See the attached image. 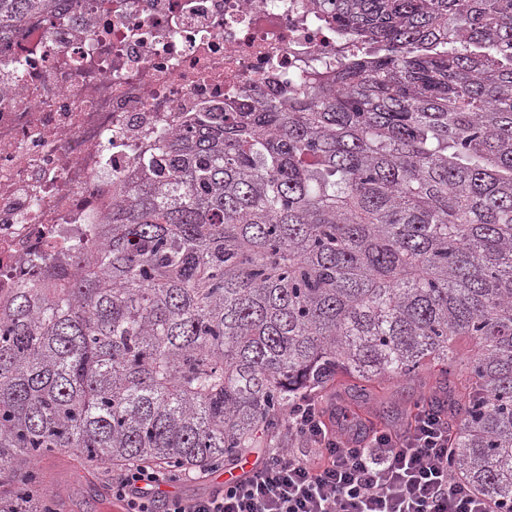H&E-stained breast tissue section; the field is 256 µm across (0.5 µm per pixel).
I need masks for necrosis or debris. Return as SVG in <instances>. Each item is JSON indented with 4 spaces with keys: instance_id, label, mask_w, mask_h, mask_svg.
<instances>
[{
    "instance_id": "necrosis-or-debris-1",
    "label": "necrosis or debris",
    "mask_w": 512,
    "mask_h": 512,
    "mask_svg": "<svg viewBox=\"0 0 512 512\" xmlns=\"http://www.w3.org/2000/svg\"><path fill=\"white\" fill-rule=\"evenodd\" d=\"M312 0H74L0 41V295L96 241L186 117L354 52Z\"/></svg>"
}]
</instances>
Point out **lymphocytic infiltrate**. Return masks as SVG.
Segmentation results:
<instances>
[{
    "label": "lymphocytic infiltrate",
    "instance_id": "1",
    "mask_svg": "<svg viewBox=\"0 0 512 512\" xmlns=\"http://www.w3.org/2000/svg\"><path fill=\"white\" fill-rule=\"evenodd\" d=\"M287 436L316 448V457L267 449L252 474L209 494L158 501L163 468L133 465L111 479L125 512H512L452 478L448 425L427 413L404 430L376 429L356 441L327 422V409L301 395L286 420Z\"/></svg>",
    "mask_w": 512,
    "mask_h": 512
}]
</instances>
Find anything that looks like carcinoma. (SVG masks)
I'll use <instances>...</instances> for the list:
<instances>
[{"label":"carcinoma","instance_id":"1","mask_svg":"<svg viewBox=\"0 0 512 512\" xmlns=\"http://www.w3.org/2000/svg\"><path fill=\"white\" fill-rule=\"evenodd\" d=\"M370 50L196 112L99 236L0 299V512L36 462L219 466L305 392L439 368L450 472L512 498V0H314ZM51 0H0V40ZM474 350L458 360L453 339Z\"/></svg>","mask_w":512,"mask_h":512}]
</instances>
